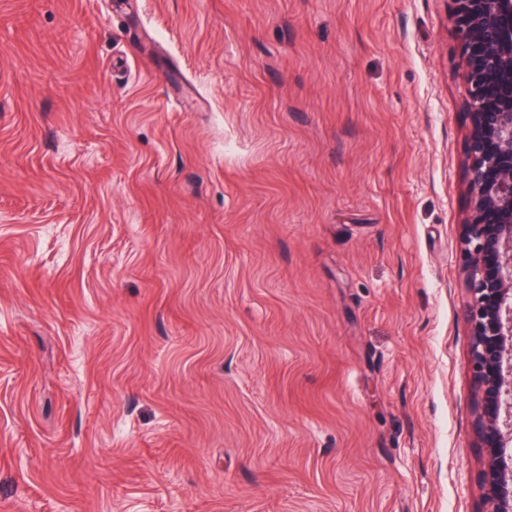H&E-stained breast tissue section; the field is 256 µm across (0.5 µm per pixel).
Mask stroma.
Masks as SVG:
<instances>
[{"label":"stroma","instance_id":"stroma-1","mask_svg":"<svg viewBox=\"0 0 512 512\" xmlns=\"http://www.w3.org/2000/svg\"><path fill=\"white\" fill-rule=\"evenodd\" d=\"M0 0V512H485L450 0Z\"/></svg>","mask_w":512,"mask_h":512}]
</instances>
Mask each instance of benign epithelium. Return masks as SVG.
I'll list each match as a JSON object with an SVG mask.
<instances>
[{"label": "benign epithelium", "instance_id": "1", "mask_svg": "<svg viewBox=\"0 0 512 512\" xmlns=\"http://www.w3.org/2000/svg\"><path fill=\"white\" fill-rule=\"evenodd\" d=\"M468 85L464 224L475 431L487 512H512V0H451Z\"/></svg>", "mask_w": 512, "mask_h": 512}]
</instances>
